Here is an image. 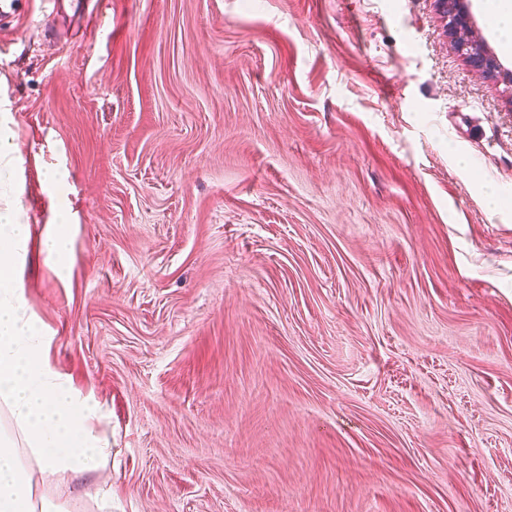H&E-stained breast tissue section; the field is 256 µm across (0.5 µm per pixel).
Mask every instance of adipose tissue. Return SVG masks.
Segmentation results:
<instances>
[{
    "instance_id": "1",
    "label": "adipose tissue",
    "mask_w": 512,
    "mask_h": 512,
    "mask_svg": "<svg viewBox=\"0 0 512 512\" xmlns=\"http://www.w3.org/2000/svg\"><path fill=\"white\" fill-rule=\"evenodd\" d=\"M30 226L21 197L0 211V512H69L37 495L32 473L96 474L109 442L98 409L72 389L48 358L46 336L24 297L22 267Z\"/></svg>"
}]
</instances>
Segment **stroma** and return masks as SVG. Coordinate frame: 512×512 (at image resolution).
<instances>
[{"instance_id": "obj_1", "label": "stroma", "mask_w": 512, "mask_h": 512, "mask_svg": "<svg viewBox=\"0 0 512 512\" xmlns=\"http://www.w3.org/2000/svg\"><path fill=\"white\" fill-rule=\"evenodd\" d=\"M43 11L0 26V208L22 189L27 304L112 455L37 493L512 512V51L483 0L464 31L495 82L434 0H102L51 33ZM458 1L438 0L442 16L446 19V26L456 38L457 49L467 58L473 60L478 66L484 68L487 78H496L495 70L499 67L495 56L489 54L481 45L462 41L457 35L456 25L464 20L463 12L455 13ZM66 224H57L53 231L46 235L44 241V251L48 258L54 263L64 268L65 261L70 253V238L67 232Z\"/></svg>"}]
</instances>
